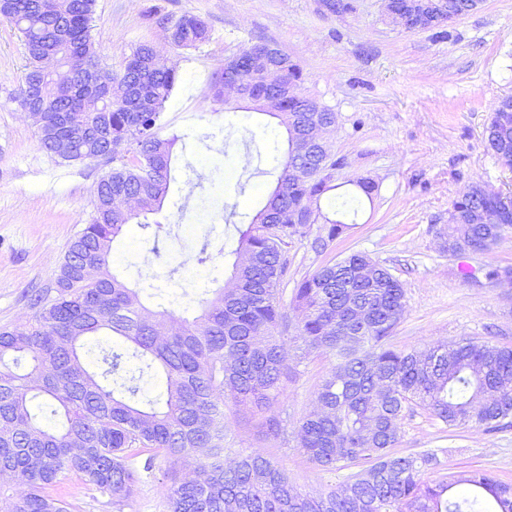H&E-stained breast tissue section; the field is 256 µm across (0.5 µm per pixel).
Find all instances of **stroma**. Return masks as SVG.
Instances as JSON below:
<instances>
[{"label": "stroma", "instance_id": "1", "mask_svg": "<svg viewBox=\"0 0 512 512\" xmlns=\"http://www.w3.org/2000/svg\"><path fill=\"white\" fill-rule=\"evenodd\" d=\"M342 13L324 0H98L93 37L99 65L119 69L140 44L152 45L177 69L179 81L164 113L166 133L183 135L172 155L168 202L156 219L174 227L170 237L128 225L112 244L109 270L139 289L153 311L174 310L194 319L201 302L230 276L237 246L235 225L262 208L287 152L277 119L243 108L241 100H213L210 83L225 57L264 40L299 64L302 91L336 114L326 139L339 165L332 172L336 195L353 180L374 190L347 231L326 248L310 240L288 252V285L282 304L289 321L298 312L291 290L303 278L344 254L360 251L386 266L406 289L401 323L389 342L403 350L436 341L470 338L512 348V282L492 283L485 270L512 265V234L491 252L454 255L444 248L448 212L474 181L512 188V171L490 150L486 127L494 105L512 96V0H484L474 13L441 28L404 30L383 0H348ZM201 16L209 42L171 45L157 19ZM25 49L18 33L0 19V327L31 318L32 293L54 283L70 241L93 212L94 189L108 163H63L40 149L35 126L14 98ZM188 202L191 223L177 205ZM209 243L204 267L188 257ZM161 257L145 264L152 248ZM299 356L273 410L280 437L266 436L261 413L224 409L225 457L258 448L288 472L299 489H328L347 476L326 473L296 447L297 426L314 407V395L332 367L329 356ZM398 453H435L428 471L442 480L485 469L512 483V427L498 432L461 425L445 427L414 409L401 422ZM189 467L157 458L123 506L95 485L69 477L61 487L68 512H167L163 487Z\"/></svg>", "mask_w": 512, "mask_h": 512}]
</instances>
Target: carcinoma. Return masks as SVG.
Returning a JSON list of instances; mask_svg holds the SVG:
<instances>
[{
	"mask_svg": "<svg viewBox=\"0 0 512 512\" xmlns=\"http://www.w3.org/2000/svg\"><path fill=\"white\" fill-rule=\"evenodd\" d=\"M97 0H0V18L20 35L26 65L14 101L40 112V148L62 162L106 160L90 222L70 241L55 286L36 295L34 318L0 328V476L16 492L0 512H68L47 489L74 475L127 502L139 480L133 459L152 471L163 456L179 464L194 459L193 476L172 481L167 512H512V483L485 470L448 481L425 479L436 461L423 451L399 455L400 422L417 406L447 427L472 425L488 432L512 426V348L461 338L423 349L388 344L406 307L403 283L367 254L352 252L320 267L294 288L302 318L296 330L313 351L335 362L302 418L297 447L322 471L360 465L343 483L312 495L293 485L285 470L259 449L224 462V406L243 410L271 405L288 379V317L282 285L288 248L310 236L312 225L290 224L302 204L320 203L335 189L330 161L310 181L273 190L239 234L229 279L189 322L164 310L149 311L139 289L109 272L113 240L127 225L163 205L171 158L181 136L161 135L164 110L177 71L149 44L136 47L103 87L84 71L98 64L91 36ZM172 45L195 47L211 39L198 15L157 18ZM286 83L300 88L302 71L279 56ZM251 97L268 96L261 73L242 67ZM67 82L63 101L56 87ZM271 113L288 116L314 108L330 124L336 113L317 99L276 97ZM70 135L74 150L55 154L52 135ZM136 195L125 210L114 200ZM500 200L472 189L452 204L446 249L486 253L512 233V208L501 224L457 218ZM321 224L313 245L324 248L347 224L317 209ZM110 333L126 347L103 348L106 368L92 371L83 357L89 338ZM130 359L138 361L133 372ZM164 392L146 389L155 375ZM61 427L46 424L44 403Z\"/></svg>",
	"mask_w": 512,
	"mask_h": 512,
	"instance_id": "1",
	"label": "carcinoma"
}]
</instances>
